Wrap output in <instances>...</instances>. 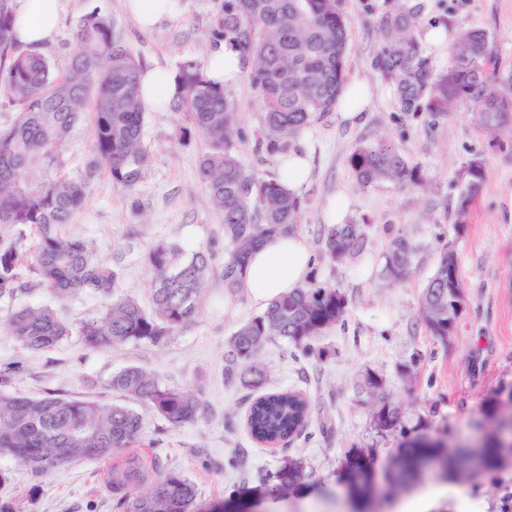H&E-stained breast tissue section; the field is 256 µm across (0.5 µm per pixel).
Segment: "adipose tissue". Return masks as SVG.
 <instances>
[{"instance_id": "obj_1", "label": "adipose tissue", "mask_w": 512, "mask_h": 512, "mask_svg": "<svg viewBox=\"0 0 512 512\" xmlns=\"http://www.w3.org/2000/svg\"><path fill=\"white\" fill-rule=\"evenodd\" d=\"M62 0H13L14 35L21 49L40 52L58 36ZM125 12L143 31L177 22L184 14V0H123ZM209 77L222 85L235 83L243 72L239 50L219 43L206 60ZM140 98L145 110L167 111L177 96L175 73L160 66L142 70ZM311 255L298 235L278 236L264 242L250 255L243 288L260 307L302 287L310 276Z\"/></svg>"}]
</instances>
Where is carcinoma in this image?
I'll return each instance as SVG.
<instances>
[{
  "label": "carcinoma",
  "instance_id": "1",
  "mask_svg": "<svg viewBox=\"0 0 512 512\" xmlns=\"http://www.w3.org/2000/svg\"><path fill=\"white\" fill-rule=\"evenodd\" d=\"M212 36L237 47L251 63L252 88L262 107L259 145L269 156L285 151L304 127L335 111L347 81L350 21L343 0H217ZM12 0H0V92L17 108L8 127H0V298L15 299L44 287L58 302L80 294L106 301L82 322L80 335L93 349L129 343H167L196 317L213 270L214 255H187L174 244L159 242L144 255L152 274L150 308L116 293L119 263L103 261L86 240L68 237L61 228L84 208L99 172L129 193L145 177L149 153L142 144L145 110L139 99L141 64L99 9L80 17L72 32L78 51L58 63L45 52L19 49L13 38ZM419 10L408 0H389L379 22L381 50L377 66L392 81L406 112L447 113L467 105L476 125L492 137L512 126V72L490 77L488 37L469 30L451 45L448 66L435 68L418 37ZM181 92L171 108L183 118L178 144L206 140L199 174L221 213L224 229V291L241 287L249 253L266 239L292 234L305 200L275 178L262 179L239 162L231 136L238 124L237 105L221 85L211 81L204 64L178 63ZM91 108V156L76 176L67 173L65 148L75 127ZM349 166L364 188L390 182L419 186L423 178L401 150L386 138L359 144ZM484 167L472 160L452 205L455 223L464 226L481 192ZM367 234L359 224H335L324 239L321 259L342 263L361 253ZM416 244L404 235L391 238L382 277L390 283L408 276ZM462 290L460 274L448 275L443 250L428 279L420 321L437 340L448 337V294ZM348 299L318 276L272 301L242 323L228 338V375L256 392L266 377L255 365L260 350L285 340L309 355H322L315 340L343 320ZM12 335L32 350L56 347L71 326L50 305H19L8 312ZM20 363L0 370V458H10L37 473L74 460L117 461L108 472L112 502L124 512H217L197 502L194 484L164 469L155 455L129 454L142 436L143 416L126 406L105 407L86 398L50 389L40 398L8 391ZM121 391L173 427L206 414L207 406L191 392L167 387L141 367L129 366L112 376ZM310 405L295 391L266 392L251 403L246 425L259 442L276 445L300 436ZM379 432H400L397 454L383 469L389 486L402 488L427 472L432 462L450 469L453 457L440 443L400 427L398 409L376 403L372 413ZM481 473L493 475L505 463L502 432L482 443ZM373 452L355 449L346 456L344 478L349 494L363 499L378 472ZM276 489L305 483L302 461L284 458L273 475Z\"/></svg>",
  "mask_w": 512,
  "mask_h": 512
}]
</instances>
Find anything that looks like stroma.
I'll return each instance as SVG.
<instances>
[{
    "mask_svg": "<svg viewBox=\"0 0 512 512\" xmlns=\"http://www.w3.org/2000/svg\"><path fill=\"white\" fill-rule=\"evenodd\" d=\"M422 8L421 25L457 34L480 28L488 34L489 72L512 71V0H413ZM385 0H344L350 19L347 71L364 78L374 98L360 123L331 112L301 130L291 141L306 152L311 177L300 190L306 203L296 233L319 257L330 226L329 206L344 200L346 220L364 225L367 249L350 260L320 261L318 278L344 292L345 321L318 339L323 357L303 356L285 341L267 344L257 362L267 390L296 389L312 403L306 431L287 444L256 442L246 428L250 395L225 376V343L260 309L245 291L224 294V231L199 175L203 140L191 146L176 141L172 113L145 115L143 144L150 156L144 179L134 192L113 185L107 174L92 184L86 204L67 230L92 242L99 256L120 257L118 291L151 302V274L142 256L155 243L174 241L186 252H215L213 272L193 323L164 346L146 342L101 350L85 345L82 321L101 306L82 294L65 302L62 313L73 332L48 351L25 349L6 322L8 301L0 300V369L21 362L13 392L37 397L47 389L90 397L100 404H126L110 387L112 376L134 365L153 371L165 386L197 393L209 407L203 417L178 427L143 410V439L153 442L162 464L192 481L201 503L228 499L246 488L255 512H396L422 490L442 485L433 473L414 485L380 487L364 504L354 503L341 479L346 453L372 449L378 465L396 453L399 434L381 435L372 423L375 402L362 388L365 374L384 382V395L396 406L402 425L417 434L447 442L449 448L479 444L492 430L481 412L483 401L512 388V129L491 139L471 119L467 107L447 114L405 112L395 85L375 66L380 47L379 17ZM215 0H187L182 19L150 32L138 31L123 0H66L63 25L49 53L57 60L73 55L70 37L78 19L93 8L106 11L141 64L176 67L185 58L205 60L213 46ZM239 105L241 139L236 153L255 176H278L279 160L256 150L261 102L248 77L229 89ZM392 140L424 178L422 186L399 188L382 183L358 185L349 166L353 150L377 137ZM480 160L485 181L468 224L457 227L450 206L467 164ZM402 233L418 246L411 273L391 285L381 275L392 235ZM452 248L460 262L466 306L446 341L429 335L418 320L422 290L441 252ZM414 373H407V365ZM306 465L305 485L274 490L273 474L283 456ZM109 468L102 461L64 463L38 474L0 458V506L9 512H117L106 488ZM438 512H512V457L492 476L455 479Z\"/></svg>",
    "mask_w": 512,
    "mask_h": 512,
    "instance_id": "35a3bbf8",
    "label": "stroma"
}]
</instances>
